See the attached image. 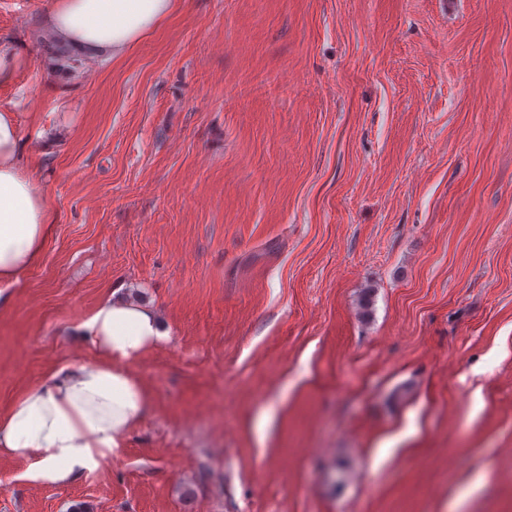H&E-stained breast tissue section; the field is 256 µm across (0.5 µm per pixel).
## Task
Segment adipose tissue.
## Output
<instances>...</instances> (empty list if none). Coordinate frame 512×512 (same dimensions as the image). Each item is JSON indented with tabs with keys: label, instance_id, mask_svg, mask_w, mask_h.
<instances>
[{
	"label": "adipose tissue",
	"instance_id": "ef3b65f1",
	"mask_svg": "<svg viewBox=\"0 0 512 512\" xmlns=\"http://www.w3.org/2000/svg\"><path fill=\"white\" fill-rule=\"evenodd\" d=\"M178 0H49L46 36L74 58L125 57ZM54 229L36 178L21 162L12 112L0 111V283L35 265ZM100 359L65 365L0 413V454L26 462L34 484L65 486L99 470L147 415L148 395L128 364L169 338L155 309L113 292L77 327Z\"/></svg>",
	"mask_w": 512,
	"mask_h": 512
}]
</instances>
